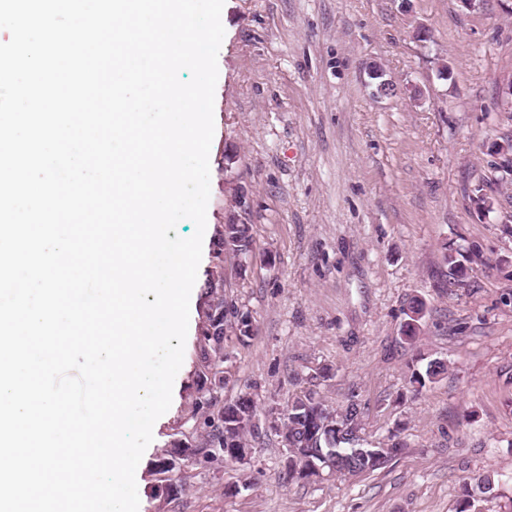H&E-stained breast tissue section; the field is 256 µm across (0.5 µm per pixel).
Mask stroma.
<instances>
[{
    "label": "stroma",
    "mask_w": 512,
    "mask_h": 512,
    "mask_svg": "<svg viewBox=\"0 0 512 512\" xmlns=\"http://www.w3.org/2000/svg\"><path fill=\"white\" fill-rule=\"evenodd\" d=\"M218 53L206 233L253 228L245 261L209 253L208 284L252 322L230 339L227 399L250 393L283 411L306 389L337 407L361 403L372 445L405 446L359 478L285 477L274 431L251 461L160 464L187 431L200 378V335L186 342L177 398L154 424L136 470L139 512H456L462 479L495 477L476 512L512 501V186L492 143L512 140L499 102L512 77V0H225ZM380 66L393 93L372 79ZM448 76H440V68ZM483 184L491 211L472 194ZM477 245L468 285H451L442 245ZM427 314L415 344L412 299ZM439 357L438 382L414 393L410 368ZM177 486L166 498L164 484ZM426 308L421 300H413L410 303L409 311L406 313L407 321L403 326V335L409 344H413L419 334L422 320L425 317Z\"/></svg>",
    "instance_id": "obj_1"
}]
</instances>
